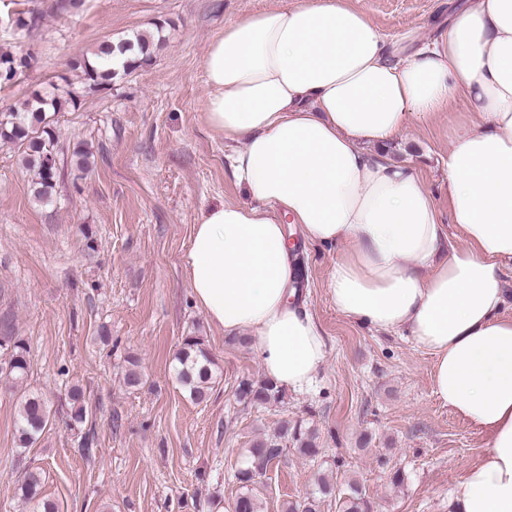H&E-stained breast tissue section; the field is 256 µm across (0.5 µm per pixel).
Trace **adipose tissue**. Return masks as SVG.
<instances>
[{
    "instance_id": "1",
    "label": "adipose tissue",
    "mask_w": 512,
    "mask_h": 512,
    "mask_svg": "<svg viewBox=\"0 0 512 512\" xmlns=\"http://www.w3.org/2000/svg\"><path fill=\"white\" fill-rule=\"evenodd\" d=\"M208 125L246 203L201 213L185 276L225 336L252 335L264 375L313 386L326 342L295 302V248L342 247L328 280L354 323L404 331L432 357L436 397L485 430L450 512H512V0H464L447 32L391 42L351 0H292L238 17L206 53ZM470 115L445 161L460 246L414 166L382 147L410 120Z\"/></svg>"
}]
</instances>
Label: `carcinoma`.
Instances as JSON below:
<instances>
[{
	"label": "carcinoma",
	"instance_id": "1",
	"mask_svg": "<svg viewBox=\"0 0 512 512\" xmlns=\"http://www.w3.org/2000/svg\"><path fill=\"white\" fill-rule=\"evenodd\" d=\"M165 40L164 27L159 24L151 32L136 33L115 43L103 41L91 52L74 58L70 66L81 73L85 89L96 92L110 87L114 81L141 67L151 65ZM28 66L29 57L26 55L0 53V81L13 80ZM71 103L77 104V97L71 94L65 98L59 95L55 87L51 91H35L19 107L0 112V142L22 148L21 162L33 172V197L39 203H50L59 174L55 117ZM71 164L82 174L90 171L94 166L92 150L82 144L76 146ZM7 348L12 349L10 361L7 366L0 363V378L18 386L27 377L29 348L23 339L6 333L0 336V351ZM176 361L179 381L189 390L194 401H203L216 382V374L213 370L214 360L202 338L193 335L185 337L176 354ZM128 363L124 383L136 388L142 384L143 373L138 361L130 358ZM235 394L240 402L260 407L279 403L284 398L281 387L265 377L241 380ZM18 402V448L26 450L34 447L53 414L47 401L37 393L23 390L19 393ZM69 403L70 426L78 428L84 425L88 420V409L81 388L70 390ZM288 440L296 445L300 455L312 461L321 454L316 433L300 422L293 425L285 423L275 434L256 440L235 474L243 492L235 499L232 512H260L258 471L280 457L282 442ZM316 485V492L301 501L289 503L286 512H319L321 503L333 495L334 486L324 477L318 478ZM41 487L42 472L37 468H28L18 481L17 490L21 498L33 500L39 495ZM349 490L348 497L338 499V512H364L367 502L359 485L352 482Z\"/></svg>",
	"mask_w": 512,
	"mask_h": 512
}]
</instances>
